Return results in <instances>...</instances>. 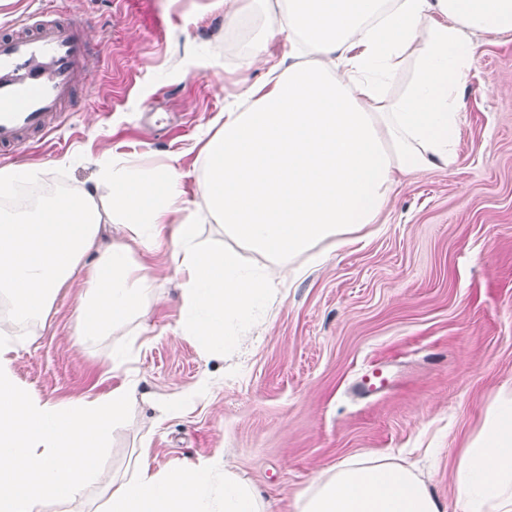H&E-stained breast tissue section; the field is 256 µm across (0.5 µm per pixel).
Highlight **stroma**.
I'll list each match as a JSON object with an SVG mask.
<instances>
[{"label": "stroma", "mask_w": 512, "mask_h": 512, "mask_svg": "<svg viewBox=\"0 0 512 512\" xmlns=\"http://www.w3.org/2000/svg\"><path fill=\"white\" fill-rule=\"evenodd\" d=\"M208 3L0 0V28L52 11L78 21L98 47L61 125L0 157V168L30 170L33 189L73 190L102 152L175 155L194 199L202 132L288 51L277 37L265 62L245 68L246 52L232 42H249L255 20L226 26ZM150 263L155 299L128 328L78 342L73 281L18 339L17 377L41 398L62 403L138 384L84 498L49 499L40 512H96L144 447L157 471L186 459L228 463L271 512H294L296 496L343 459L419 461L447 512H457L454 463L496 394L512 388V33L486 37L479 50L455 163L402 176L378 222L282 288L233 349L219 355L175 334L181 297L166 252ZM131 330L132 358L113 370L112 351ZM375 366L389 387L360 391ZM181 397L184 407L159 420L155 403Z\"/></svg>", "instance_id": "obj_1"}]
</instances>
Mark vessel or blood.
Masks as SVG:
<instances>
[{"mask_svg":"<svg viewBox=\"0 0 512 512\" xmlns=\"http://www.w3.org/2000/svg\"><path fill=\"white\" fill-rule=\"evenodd\" d=\"M91 50L74 21L48 13L0 35L1 156L61 124Z\"/></svg>","mask_w":512,"mask_h":512,"instance_id":"b4317fda","label":"vessel or blood"}]
</instances>
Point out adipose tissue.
<instances>
[{
    "mask_svg": "<svg viewBox=\"0 0 512 512\" xmlns=\"http://www.w3.org/2000/svg\"><path fill=\"white\" fill-rule=\"evenodd\" d=\"M512 32V0H282L245 57L263 59L268 39L288 53L199 151L195 200L181 187L177 157L148 162L103 152L79 191L0 209V295L16 321L42 318L76 275L85 290L76 331L89 340L126 324L154 298L145 258L169 243L181 281L178 333L222 350L273 298L274 273L300 278V256L324 260L375 223L412 171L457 157L461 92L483 39ZM214 223L239 249L201 237ZM266 258L268 271L245 252ZM17 342L0 321V512H38L74 500L98 475L113 426L137 385L53 403L14 372ZM459 512H512V391L486 409L454 473ZM110 512H269L250 483L225 470L223 485L201 461L157 472L140 454L131 479L109 484ZM295 512H446L428 481L387 457L354 456L315 477Z\"/></svg>",
    "mask_w": 512,
    "mask_h": 512,
    "instance_id": "obj_1",
    "label": "adipose tissue"
}]
</instances>
